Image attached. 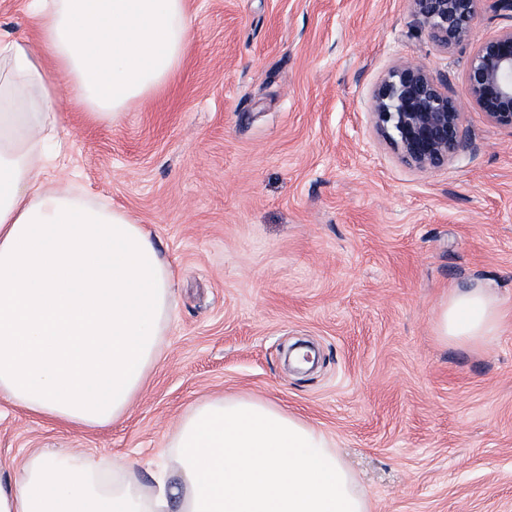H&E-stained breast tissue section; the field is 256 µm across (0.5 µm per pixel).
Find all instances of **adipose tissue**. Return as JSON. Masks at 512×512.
<instances>
[{
    "instance_id": "adipose-tissue-1",
    "label": "adipose tissue",
    "mask_w": 512,
    "mask_h": 512,
    "mask_svg": "<svg viewBox=\"0 0 512 512\" xmlns=\"http://www.w3.org/2000/svg\"><path fill=\"white\" fill-rule=\"evenodd\" d=\"M34 38H0V395L64 424L120 419L158 358L174 271L128 212L40 180L59 138L60 72L98 122L164 85L190 40L185 0H28ZM501 331L489 284L451 294L444 340ZM0 512H368L324 434L250 397L181 419L150 487L87 456L31 454L0 476Z\"/></svg>"
}]
</instances>
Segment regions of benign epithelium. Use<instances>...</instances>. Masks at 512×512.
Returning <instances> with one entry per match:
<instances>
[{"instance_id":"1","label":"benign epithelium","mask_w":512,"mask_h":512,"mask_svg":"<svg viewBox=\"0 0 512 512\" xmlns=\"http://www.w3.org/2000/svg\"><path fill=\"white\" fill-rule=\"evenodd\" d=\"M428 37L443 49L471 39L477 0H410ZM510 21L475 43L466 70L471 102L494 125L512 130V0H497ZM428 68L401 62L380 80L372 97L378 133L405 162L422 170L448 166L462 146L464 113Z\"/></svg>"}]
</instances>
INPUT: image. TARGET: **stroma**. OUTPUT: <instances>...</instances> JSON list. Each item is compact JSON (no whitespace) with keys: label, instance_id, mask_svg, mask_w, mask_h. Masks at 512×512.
Returning <instances> with one entry per match:
<instances>
[{"label":"stroma","instance_id":"1","mask_svg":"<svg viewBox=\"0 0 512 512\" xmlns=\"http://www.w3.org/2000/svg\"><path fill=\"white\" fill-rule=\"evenodd\" d=\"M192 38L117 124L62 98L67 171L125 208L174 268L161 358L128 412L62 425L0 397V470L47 449L141 485L214 396L320 429L369 512H512V131L465 94L472 42L443 50L409 0H185ZM446 76L464 114L447 168L402 161L372 96L395 65ZM488 283L502 332L441 339L458 288ZM298 342L311 371L288 367Z\"/></svg>","mask_w":512,"mask_h":512}]
</instances>
